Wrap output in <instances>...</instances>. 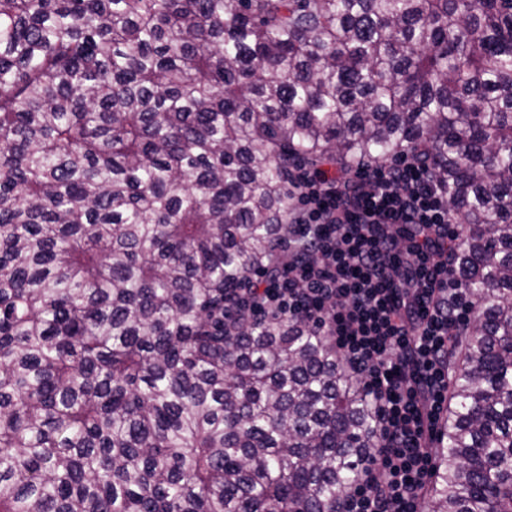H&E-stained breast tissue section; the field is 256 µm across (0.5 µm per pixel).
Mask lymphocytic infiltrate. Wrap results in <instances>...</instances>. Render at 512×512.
Wrapping results in <instances>:
<instances>
[{"instance_id": "1", "label": "lymphocytic infiltrate", "mask_w": 512, "mask_h": 512, "mask_svg": "<svg viewBox=\"0 0 512 512\" xmlns=\"http://www.w3.org/2000/svg\"><path fill=\"white\" fill-rule=\"evenodd\" d=\"M290 187L300 208L288 252L239 296L256 315L332 336L374 405L378 445L342 512H419L429 442L448 414L451 355L473 321L448 189L407 158L351 174L298 166Z\"/></svg>"}]
</instances>
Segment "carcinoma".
<instances>
[{
	"instance_id": "cac0c4a2",
	"label": "carcinoma",
	"mask_w": 512,
	"mask_h": 512,
	"mask_svg": "<svg viewBox=\"0 0 512 512\" xmlns=\"http://www.w3.org/2000/svg\"><path fill=\"white\" fill-rule=\"evenodd\" d=\"M404 153L474 308L423 512H512V0H0V512H338L373 406L224 296L293 162Z\"/></svg>"
}]
</instances>
